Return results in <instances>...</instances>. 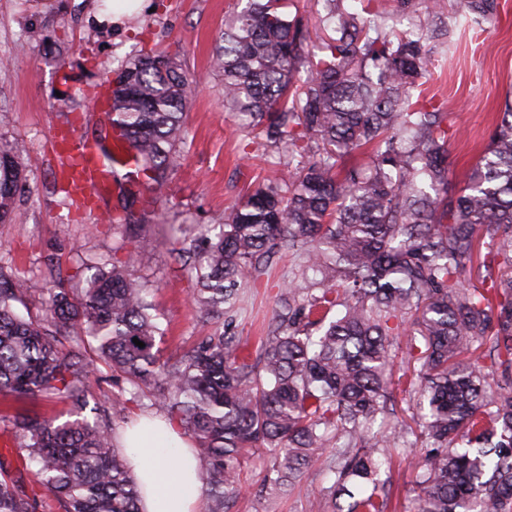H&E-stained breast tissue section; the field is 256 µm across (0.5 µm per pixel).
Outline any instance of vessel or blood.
<instances>
[{
  "label": "vessel or blood",
  "mask_w": 512,
  "mask_h": 512,
  "mask_svg": "<svg viewBox=\"0 0 512 512\" xmlns=\"http://www.w3.org/2000/svg\"><path fill=\"white\" fill-rule=\"evenodd\" d=\"M56 150L52 162L60 178L76 195L84 198L88 209H95L101 194L112 184V164L125 160L121 141H113L111 160H103L94 142L74 128L54 130Z\"/></svg>",
  "instance_id": "vessel-or-blood-1"
}]
</instances>
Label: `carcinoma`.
<instances>
[{
  "mask_svg": "<svg viewBox=\"0 0 512 512\" xmlns=\"http://www.w3.org/2000/svg\"><path fill=\"white\" fill-rule=\"evenodd\" d=\"M408 28L378 19L389 2ZM324 29L309 46L288 0H240L211 67L224 77V106L278 149L283 194L264 183L224 213V223L177 239L207 331L161 359L164 336L150 300L156 285L128 268L134 249L88 267L77 293L48 290L25 315L30 280L0 263V398L44 397L68 418L0 414L14 454L35 480L0 461V512H140L142 486L110 424L88 421L97 361L130 385L131 399L196 442L207 512H226L240 490L243 455L264 448L277 480L301 479L331 446L335 512H387L381 474L409 426L393 395L391 346L407 337L412 378L402 392L419 409L428 447L415 474V512H512V102L466 184L448 192V113L422 86L428 63L448 52L455 9L466 27L497 0H318ZM107 116L136 172L112 229L152 224L186 143L190 82L177 55L142 51L116 69ZM20 142L0 143V223L12 222L28 186ZM299 164L292 165V160ZM495 252L482 253L485 237ZM302 252L315 278L288 283V322L242 353L224 311L276 250ZM479 284L462 279L466 265ZM138 339L144 346L135 345ZM382 415L388 430L367 423Z\"/></svg>",
  "mask_w": 512,
  "mask_h": 512,
  "instance_id": "1",
  "label": "carcinoma"
}]
</instances>
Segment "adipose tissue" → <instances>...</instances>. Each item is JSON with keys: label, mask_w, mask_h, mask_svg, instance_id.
Wrapping results in <instances>:
<instances>
[{"label": "adipose tissue", "mask_w": 512, "mask_h": 512, "mask_svg": "<svg viewBox=\"0 0 512 512\" xmlns=\"http://www.w3.org/2000/svg\"><path fill=\"white\" fill-rule=\"evenodd\" d=\"M136 474L145 486L143 512H196L195 491L178 492V480L195 477L198 463L186 452L174 425L160 423L129 430Z\"/></svg>", "instance_id": "adipose-tissue-1"}]
</instances>
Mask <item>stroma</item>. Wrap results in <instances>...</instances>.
Instances as JSON below:
<instances>
[{"mask_svg":"<svg viewBox=\"0 0 512 512\" xmlns=\"http://www.w3.org/2000/svg\"><path fill=\"white\" fill-rule=\"evenodd\" d=\"M494 19L483 21L482 33L460 31L448 54L433 61L427 93L446 101L448 112L449 190L464 181L486 147L497 112L512 96V0H498ZM231 0H142L136 23L111 24L96 0H0V140L24 141L30 193L16 220L0 224V258L12 259L35 284L31 310H38L49 279L46 263L58 260L68 287L84 286L85 274L71 256L81 245L86 257H111L112 226L104 214L117 205V190L101 201L94 216L64 205L53 190L55 128L77 122L82 135L103 130L97 94L112 77V62L140 50L176 54L186 62L194 88L185 123L181 165L166 188L169 202L158 224L128 228L129 247L148 257L132 273L155 281L156 307L166 317L163 356L192 342L203 332L192 303L193 283L180 269L167 241L169 225L204 226L223 222L225 211L263 180L274 178L266 141L242 126L224 107V90L211 71L209 58L221 43L225 13ZM44 28L46 40L22 44L28 25ZM71 46L65 72L55 67V47ZM303 257L279 252L255 282L241 294L237 308L224 321L247 348H255L274 325L279 300L288 281L300 277ZM405 460L395 461L387 486L390 512H414L418 490L413 466L425 454L422 442L409 436ZM336 451L322 450L319 464L293 490L273 482L272 460L264 450L251 451L241 463L242 490L229 512H331L329 470Z\"/></svg>","mask_w":512,"mask_h":512,"instance_id":"obj_1","label":"stroma"}]
</instances>
